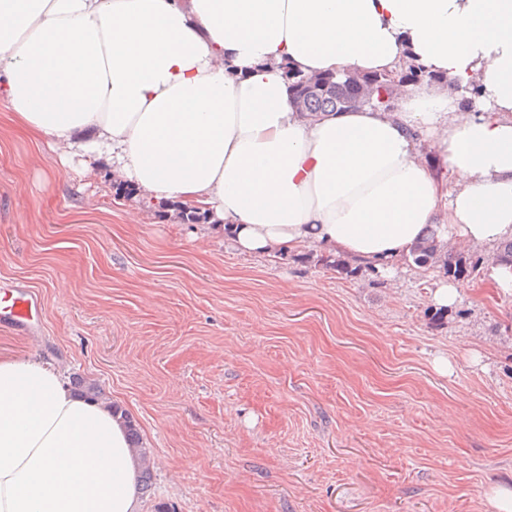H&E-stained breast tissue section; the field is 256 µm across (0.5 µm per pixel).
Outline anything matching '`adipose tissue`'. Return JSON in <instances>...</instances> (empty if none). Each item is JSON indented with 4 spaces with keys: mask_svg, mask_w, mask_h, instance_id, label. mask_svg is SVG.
<instances>
[{
    "mask_svg": "<svg viewBox=\"0 0 512 512\" xmlns=\"http://www.w3.org/2000/svg\"><path fill=\"white\" fill-rule=\"evenodd\" d=\"M409 54L446 82L391 111L315 117L283 75ZM1 99L243 253L390 273L436 224L460 251L512 240V0H0ZM141 466L109 403L0 357V512H141Z\"/></svg>",
    "mask_w": 512,
    "mask_h": 512,
    "instance_id": "ef3b65f1",
    "label": "adipose tissue"
}]
</instances>
